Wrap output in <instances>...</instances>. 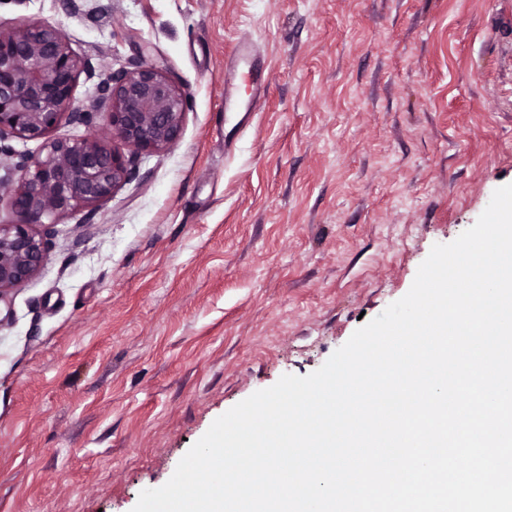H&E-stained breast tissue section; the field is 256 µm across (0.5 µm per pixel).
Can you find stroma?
Here are the masks:
<instances>
[{
    "instance_id": "obj_1",
    "label": "stroma",
    "mask_w": 512,
    "mask_h": 512,
    "mask_svg": "<svg viewBox=\"0 0 512 512\" xmlns=\"http://www.w3.org/2000/svg\"><path fill=\"white\" fill-rule=\"evenodd\" d=\"M0 0L90 58L147 60L179 139L61 217L0 299V512H132L212 422L407 294L512 183V0ZM252 42L266 100L227 57ZM229 61L234 71L240 70L249 75L251 87L250 92L244 97L238 96L233 90L234 87H224L225 100L228 103L233 102L239 112H256L267 90V81L256 75L257 55L247 42H237Z\"/></svg>"
}]
</instances>
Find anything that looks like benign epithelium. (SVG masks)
<instances>
[{
    "mask_svg": "<svg viewBox=\"0 0 512 512\" xmlns=\"http://www.w3.org/2000/svg\"><path fill=\"white\" fill-rule=\"evenodd\" d=\"M94 66L79 57L59 28L41 23L0 27V156L21 173L15 185L0 178V205L19 218L0 224V299L32 280L48 252L46 226L80 208L110 199L133 179L143 154L175 142L187 98L162 70L147 62L108 72L96 86L101 111L76 104L81 74ZM90 128L83 139H48L62 121ZM112 133V145L97 134ZM11 138L44 140L37 155L17 152ZM45 230L38 232L36 226Z\"/></svg>",
    "mask_w": 512,
    "mask_h": 512,
    "instance_id": "7a95c632",
    "label": "benign epithelium"
}]
</instances>
